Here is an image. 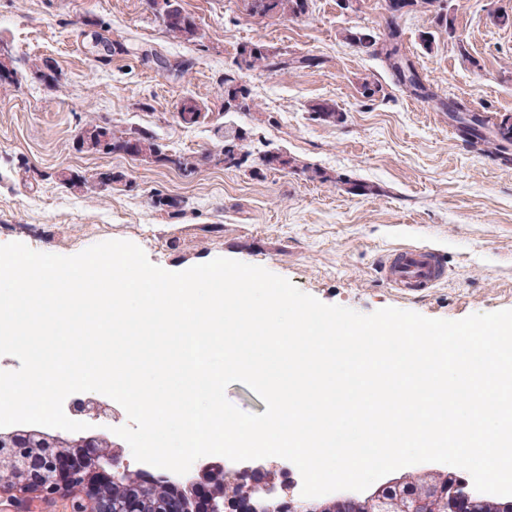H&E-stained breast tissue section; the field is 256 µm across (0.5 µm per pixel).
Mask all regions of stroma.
I'll use <instances>...</instances> for the list:
<instances>
[{
	"label": "stroma",
	"mask_w": 512,
	"mask_h": 512,
	"mask_svg": "<svg viewBox=\"0 0 512 512\" xmlns=\"http://www.w3.org/2000/svg\"><path fill=\"white\" fill-rule=\"evenodd\" d=\"M226 2L180 0L201 26L204 43L197 46L169 39L146 0H0V40L19 58L48 61L61 76L53 91L31 83L0 91V244L70 256L127 240L173 272L224 257L264 267L323 303L362 314L395 307L459 320L512 309V165L467 148L447 113L396 85L378 59L342 40L350 26L385 27L381 0H361L355 15L337 0H315L305 18L262 23L226 11ZM448 5L464 49L443 41L425 53L418 36L433 30L431 14L400 21L421 79L476 112L512 113V27L490 20L494 11L512 12V0ZM96 19L108 22L107 38L188 64V71L178 76L134 55L99 63L88 53ZM246 41L319 58L316 67L252 81L256 108L234 121L269 147L325 169L333 182L219 166L186 178L166 166L75 151L74 137L91 118L149 129L177 153L215 148L218 86ZM366 78L383 87L371 101L359 93ZM186 95L208 119L193 126L176 121V103ZM316 99L335 101L343 123L313 119L307 106ZM22 159L38 175L33 187L22 181ZM63 168L120 170L137 188L74 194L51 178ZM348 179L372 186L373 194L348 193ZM154 189L180 200V218L151 205ZM404 245L437 249L448 263L447 281L418 297L390 288L377 263Z\"/></svg>",
	"instance_id": "35a3bbf8"
}]
</instances>
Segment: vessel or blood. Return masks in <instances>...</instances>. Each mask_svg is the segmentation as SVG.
I'll return each mask as SVG.
<instances>
[{"instance_id":"obj_1","label":"vessel or blood","mask_w":512,"mask_h":512,"mask_svg":"<svg viewBox=\"0 0 512 512\" xmlns=\"http://www.w3.org/2000/svg\"><path fill=\"white\" fill-rule=\"evenodd\" d=\"M380 274L397 291L416 296L437 287L448 278L440 253L424 247L403 246L385 254Z\"/></svg>"}]
</instances>
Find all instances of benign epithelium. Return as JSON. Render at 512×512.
<instances>
[{
    "instance_id": "7a95c632",
    "label": "benign epithelium",
    "mask_w": 512,
    "mask_h": 512,
    "mask_svg": "<svg viewBox=\"0 0 512 512\" xmlns=\"http://www.w3.org/2000/svg\"><path fill=\"white\" fill-rule=\"evenodd\" d=\"M252 491L261 494V512H295V504L283 507L274 484L259 472L249 475ZM196 483L194 512H221L224 496V468L206 465L192 471ZM13 489L25 496L23 512H34V498H46L64 489H78L84 497L70 512H186L184 492L174 483L143 478L130 473L122 449L110 443L58 438L50 448L30 453L13 447L0 449V489ZM406 512H473L468 499L448 500L445 494L413 501Z\"/></svg>"
}]
</instances>
